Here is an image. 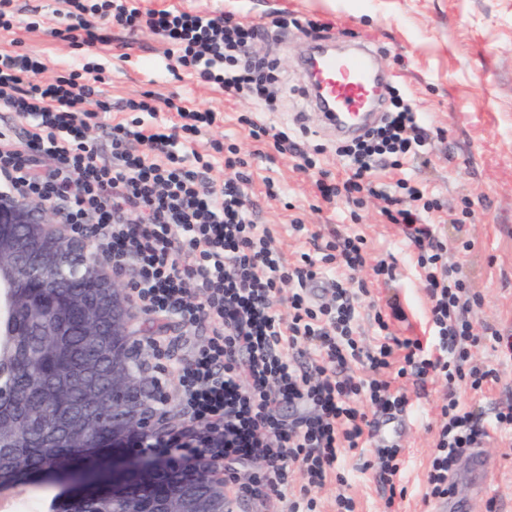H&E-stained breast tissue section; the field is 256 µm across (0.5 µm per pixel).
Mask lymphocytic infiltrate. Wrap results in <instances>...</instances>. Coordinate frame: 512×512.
<instances>
[{
	"label": "lymphocytic infiltrate",
	"instance_id": "1",
	"mask_svg": "<svg viewBox=\"0 0 512 512\" xmlns=\"http://www.w3.org/2000/svg\"><path fill=\"white\" fill-rule=\"evenodd\" d=\"M66 4L52 36L90 49L106 42L112 28H148L171 45L177 67L250 99L258 111H276L267 85L276 80L277 66L253 55L267 25L242 23L230 11L144 10L138 0ZM42 69L28 54L0 53V108L21 123L19 135L0 133V189L50 204L74 237L90 239L115 273L127 275L140 311L206 331L201 345L183 349L162 333L152 339L156 357L178 382L185 423L179 436L147 444L146 453L161 461L204 458L223 466L237 494L286 502L288 512H311L313 499L292 497L290 472L303 471L309 486H323L344 450L367 443L371 414L408 409L393 376L438 378L452 389L463 382L476 393L494 379L493 370L470 364L469 350L502 338L474 331L468 319L473 299L432 234L427 218L434 206L423 189L399 179L398 195L383 196L380 214L402 225L413 252L425 259L433 339L395 336L392 323L407 318L395 300L376 316L377 344L365 348L354 337V324L367 289L352 277L367 263L362 237L340 236L324 250L285 261L271 247L270 229L256 224L245 204L250 176L236 146L224 152V166L235 176L219 185L210 176L211 161L188 147L217 122V112L174 96L165 106L176 121L149 124L140 115L157 107L153 93L144 92L127 104L135 119L112 124L105 159L88 135L93 112L83 109L87 102L100 112L112 109L83 79L100 72V65L85 58L50 80L41 79ZM426 136L422 113L392 89L383 122L337 146L346 173L333 183L317 180L321 200L377 194V170L401 169ZM323 278L333 285L331 302L316 305L306 285ZM285 284L292 293L282 312L276 299ZM354 362L371 378L349 374ZM284 404L301 411L292 423L278 414ZM441 415L427 503L454 495L450 474L457 459L488 436L456 398ZM257 459L261 469L241 476V468Z\"/></svg>",
	"mask_w": 512,
	"mask_h": 512
}]
</instances>
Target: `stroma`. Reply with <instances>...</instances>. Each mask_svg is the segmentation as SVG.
Returning <instances> with one entry per match:
<instances>
[{
  "instance_id": "1",
  "label": "stroma",
  "mask_w": 512,
  "mask_h": 512,
  "mask_svg": "<svg viewBox=\"0 0 512 512\" xmlns=\"http://www.w3.org/2000/svg\"><path fill=\"white\" fill-rule=\"evenodd\" d=\"M14 5L15 26L0 29V52L19 49L36 57L45 66L46 79L68 68L75 49L50 33L65 9L63 0H14ZM141 6L223 9L237 12L246 23L270 24L269 36L255 44L254 55L277 64L280 76L271 92L279 110L260 118L299 130L303 153L316 160L315 173L335 179L345 171L336 141L324 134L318 112L303 99L299 60L311 37L291 21L316 19L327 23L336 39L362 41L375 49L380 65L425 113L428 134L419 153L403 169L381 174L378 186L391 192L397 179L405 177L438 199L441 208L430 216L433 229L447 247L457 277L478 299L470 322L475 329L489 326L501 336H512V0H141ZM275 18L285 19V26L272 27ZM167 50V43L147 30L132 36L115 30L110 43L98 45L95 60L104 68L99 88L112 102L111 112L99 114L91 130L101 155L110 153V126L128 118L126 102L143 91L161 100L178 93L192 105L220 112V121L197 137L193 147L212 161L211 175L221 182L231 172L215 146L237 145L250 164L245 203L257 224L272 229L273 248L291 260L312 241L323 244L338 234L363 236L370 260L394 262L396 275L378 281L371 270L356 273V280L369 289L357 321V340L376 344L374 315L395 299L408 314L397 335H420L430 299L402 229L381 221L382 199L367 195L357 206L343 200L318 204L315 174L300 171L298 158L251 136L243 119L251 115L252 106L192 75L173 77L166 69ZM270 181L279 193H268ZM297 218L305 225L303 231L292 228ZM465 241L471 244L466 252L460 248ZM470 359L494 368L497 377L482 393L462 387L456 397L489 425L499 409L512 404V355L479 345L471 348ZM394 385L413 405L410 430L401 442L405 497L386 509L389 488L371 467L373 450L359 447L345 452L341 480L312 489L316 512H336V491L342 483L355 512H431L422 492L449 393L444 382L421 384L410 376ZM481 449L491 462L487 496H472L462 459L452 475L457 493L470 497L469 512H485L491 497L498 512H512V432L491 435Z\"/></svg>"
}]
</instances>
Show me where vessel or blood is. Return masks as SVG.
<instances>
[{"mask_svg": "<svg viewBox=\"0 0 512 512\" xmlns=\"http://www.w3.org/2000/svg\"><path fill=\"white\" fill-rule=\"evenodd\" d=\"M302 71L306 100L319 113L325 132L336 138L355 137L374 124L390 75L376 66L367 45L342 55L314 45L303 58ZM405 427V417L381 416L376 439L383 445L394 444Z\"/></svg>", "mask_w": 512, "mask_h": 512, "instance_id": "vessel-or-blood-1", "label": "vessel or blood"}]
</instances>
